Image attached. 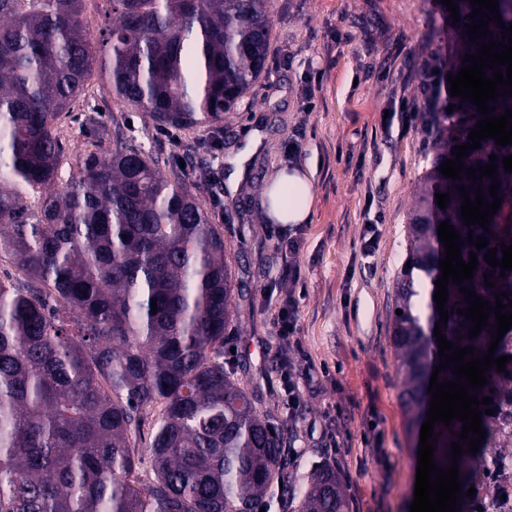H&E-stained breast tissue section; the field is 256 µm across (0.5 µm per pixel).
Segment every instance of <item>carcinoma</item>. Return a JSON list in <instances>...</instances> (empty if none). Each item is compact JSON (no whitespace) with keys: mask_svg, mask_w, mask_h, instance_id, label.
Wrapping results in <instances>:
<instances>
[{"mask_svg":"<svg viewBox=\"0 0 512 512\" xmlns=\"http://www.w3.org/2000/svg\"><path fill=\"white\" fill-rule=\"evenodd\" d=\"M85 0H0V257L23 277L0 282V512H257L287 463L279 435L251 393L224 370V332L234 289L224 235L199 197L157 162L116 143L80 155L79 176L55 187L62 145L54 123L84 91L93 68L112 96L174 127L213 122L237 108L264 75L271 43L269 0H112V23L90 40ZM455 70L478 51L464 24L470 0H454ZM455 140L439 131L441 152L415 193L407 224L410 267L395 286L390 341L402 375L408 428L420 433L428 386L439 364L435 281L445 247L437 227L462 236L461 255L477 254L472 282L489 304L507 291L484 255L512 244V155L488 138L463 164L497 160L503 199L492 233L461 218L458 188L440 172L468 142L481 115L465 101L452 114ZM45 190L40 210L26 192ZM450 195L447 207L435 194ZM484 236L478 250L467 237ZM493 270L485 285L484 274ZM446 339L487 354L490 330L468 338L459 286H447ZM157 310H152L151 300ZM402 314H396V310ZM479 405L485 432L476 454L458 459L467 485L490 448H509ZM154 421L147 448L137 436ZM463 423H436L435 464L451 463ZM148 455L150 472L140 465ZM287 512H347L340 473L323 464Z\"/></svg>","mask_w":512,"mask_h":512,"instance_id":"carcinoma-1","label":"carcinoma"}]
</instances>
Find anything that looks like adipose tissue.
<instances>
[{"label": "adipose tissue", "instance_id": "adipose-tissue-1", "mask_svg": "<svg viewBox=\"0 0 512 512\" xmlns=\"http://www.w3.org/2000/svg\"><path fill=\"white\" fill-rule=\"evenodd\" d=\"M262 215L276 224L309 223L314 200L312 173L281 170L262 191Z\"/></svg>", "mask_w": 512, "mask_h": 512}]
</instances>
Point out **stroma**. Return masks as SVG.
<instances>
[{
    "mask_svg": "<svg viewBox=\"0 0 512 512\" xmlns=\"http://www.w3.org/2000/svg\"><path fill=\"white\" fill-rule=\"evenodd\" d=\"M272 45L263 77L224 119L164 127L113 99L92 76L55 122L58 185L77 171L101 125L158 158L164 176L198 187L218 224L235 290L224 366L279 431L288 471L305 486L315 465L336 466L348 512H410L417 441L407 430L389 341L394 284L406 259L415 188L436 154V118L452 104L436 71L454 60L453 20L440 0H271ZM314 91L306 101V91ZM416 112L404 120L403 100ZM313 172L309 223L261 218L262 190L279 171ZM374 225L372 256L363 254ZM296 239L283 255L282 239ZM300 270L299 286L281 275ZM298 310L296 346L282 351L277 313ZM301 389L291 412L285 374Z\"/></svg>",
    "mask_w": 512,
    "mask_h": 512,
    "instance_id": "stroma-1",
    "label": "stroma"
}]
</instances>
